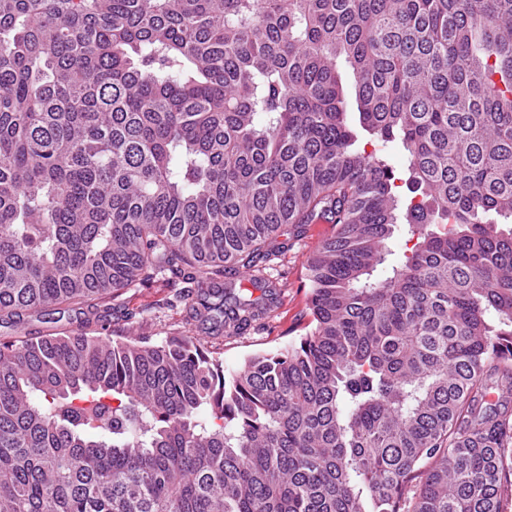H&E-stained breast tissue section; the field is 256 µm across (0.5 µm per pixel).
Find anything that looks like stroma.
Segmentation results:
<instances>
[{
    "mask_svg": "<svg viewBox=\"0 0 512 512\" xmlns=\"http://www.w3.org/2000/svg\"><path fill=\"white\" fill-rule=\"evenodd\" d=\"M335 232L332 224H308L299 235L288 236L283 252L274 262L281 296L273 317L243 335L205 340V347L223 361L225 372L241 368L252 355L274 353L298 342L309 320L308 261ZM27 332L105 334L115 340L146 336L158 342L168 336H192L196 330L184 305L175 301L173 289L161 279L147 287L123 289L93 309L62 305L29 313L21 330L0 323V339H19Z\"/></svg>",
    "mask_w": 512,
    "mask_h": 512,
    "instance_id": "stroma-1",
    "label": "stroma"
}]
</instances>
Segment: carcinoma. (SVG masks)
Returning a JSON list of instances; mask_svg holds the SVG:
<instances>
[{"label": "carcinoma", "mask_w": 512, "mask_h": 512, "mask_svg": "<svg viewBox=\"0 0 512 512\" xmlns=\"http://www.w3.org/2000/svg\"><path fill=\"white\" fill-rule=\"evenodd\" d=\"M495 215L512 0H0L1 316L171 273L238 336L282 227L336 225L304 336L237 372L194 336L0 340V512H506Z\"/></svg>", "instance_id": "obj_1"}]
</instances>
